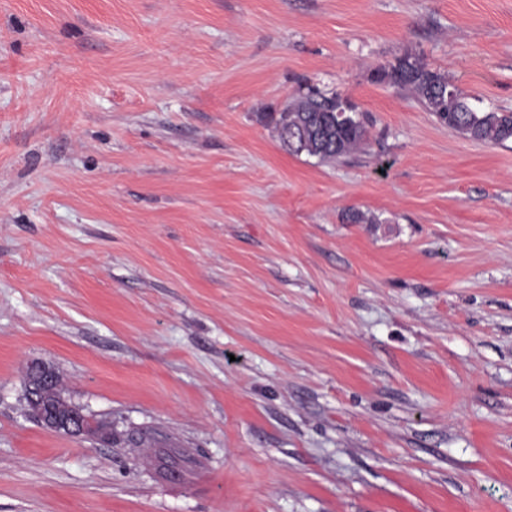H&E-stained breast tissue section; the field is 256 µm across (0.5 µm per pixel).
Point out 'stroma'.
I'll use <instances>...</instances> for the list:
<instances>
[{
  "instance_id": "1",
  "label": "stroma",
  "mask_w": 512,
  "mask_h": 512,
  "mask_svg": "<svg viewBox=\"0 0 512 512\" xmlns=\"http://www.w3.org/2000/svg\"><path fill=\"white\" fill-rule=\"evenodd\" d=\"M408 50L512 111V0H0V512H512V142ZM309 86L366 150L282 147ZM375 77L409 93L439 123L467 139L489 144L512 140V112L477 108L447 73L432 67L420 54H403L394 63L378 68ZM30 396L39 393L42 388H49L56 382L55 372L44 364L32 363L28 366ZM59 378L58 376V387L54 390L44 391L40 398V403L45 407V410L53 408L66 411L74 405L62 395ZM53 409L39 415L43 426L72 436H90L94 433V437L102 441L112 442V424L108 422L98 424L93 420L87 419L81 410L61 413Z\"/></svg>"
}]
</instances>
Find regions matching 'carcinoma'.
I'll return each instance as SVG.
<instances>
[{"instance_id": "carcinoma-1", "label": "carcinoma", "mask_w": 512, "mask_h": 512, "mask_svg": "<svg viewBox=\"0 0 512 512\" xmlns=\"http://www.w3.org/2000/svg\"><path fill=\"white\" fill-rule=\"evenodd\" d=\"M375 77L409 93L439 123L467 139L489 144L512 140V112L477 108L471 97L448 79L447 73L432 67L420 54H403L394 63L378 68ZM354 111V105L341 94L310 87L280 111L267 113V117L288 152L330 161L367 144L366 121L354 117ZM40 403L61 411L73 406L59 387L43 392Z\"/></svg>"}]
</instances>
